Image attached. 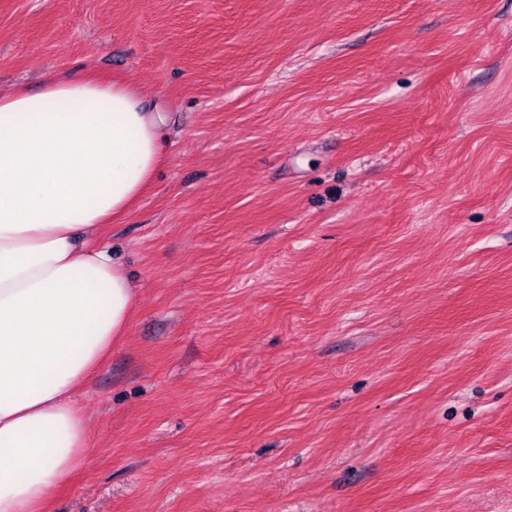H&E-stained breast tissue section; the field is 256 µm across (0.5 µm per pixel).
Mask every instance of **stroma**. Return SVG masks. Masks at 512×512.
<instances>
[{
    "label": "stroma",
    "instance_id": "1",
    "mask_svg": "<svg viewBox=\"0 0 512 512\" xmlns=\"http://www.w3.org/2000/svg\"><path fill=\"white\" fill-rule=\"evenodd\" d=\"M166 113L52 512H512V0H0V93Z\"/></svg>",
    "mask_w": 512,
    "mask_h": 512
}]
</instances>
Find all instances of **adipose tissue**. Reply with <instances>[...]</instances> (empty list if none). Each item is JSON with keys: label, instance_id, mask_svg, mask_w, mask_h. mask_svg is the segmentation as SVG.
I'll list each match as a JSON object with an SVG mask.
<instances>
[{"label": "adipose tissue", "instance_id": "adipose-tissue-1", "mask_svg": "<svg viewBox=\"0 0 512 512\" xmlns=\"http://www.w3.org/2000/svg\"><path fill=\"white\" fill-rule=\"evenodd\" d=\"M163 122L120 83L0 95V512H49L87 457L75 397L135 305L95 235L150 186Z\"/></svg>", "mask_w": 512, "mask_h": 512}]
</instances>
